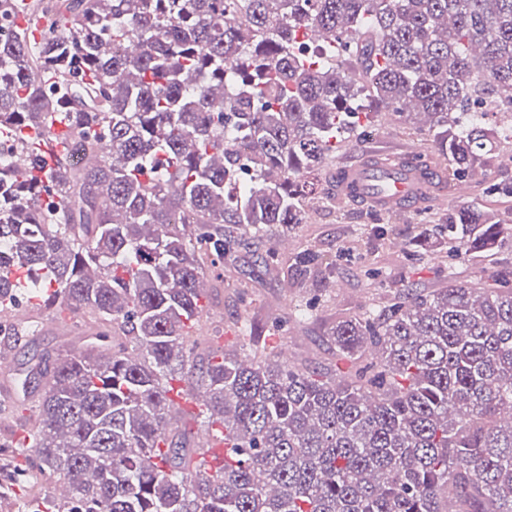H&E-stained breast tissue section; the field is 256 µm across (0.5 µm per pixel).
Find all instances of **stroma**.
<instances>
[{
	"instance_id": "35a3bbf8",
	"label": "stroma",
	"mask_w": 512,
	"mask_h": 512,
	"mask_svg": "<svg viewBox=\"0 0 512 512\" xmlns=\"http://www.w3.org/2000/svg\"><path fill=\"white\" fill-rule=\"evenodd\" d=\"M350 139L357 144V151L337 149L335 158L320 175L323 192L306 201L303 222L290 225L284 234L289 254L310 249L330 265L327 280L314 279L301 288L287 283L281 273L265 269L261 263L268 241L248 240L225 257L223 285L209 288L198 340L236 349L240 359H250L249 347L240 345L235 332L237 316L245 313L257 336H267L272 325H280L289 365L332 371L336 368V348L328 330L334 322L358 315L373 304H391L396 293L409 286L440 288L452 275L473 284L512 266V232L503 236L494 251L458 260L426 239L425 227L416 215H408L401 222L385 217L375 225L367 219L364 203L350 200L336 205L331 191L343 167L375 153L402 157L433 150L428 135L381 117L351 134ZM470 183V195L461 199L456 198L453 189L444 190L441 201L432 204V223H446L451 210L473 206L496 212L512 229V194L489 190L493 184L512 185V145L484 155ZM413 239L421 240L425 252L417 262L406 252ZM309 300L315 303L312 317L295 323L291 311L296 304ZM44 316L41 330L34 336L28 335L24 323L14 316L0 319V349L11 350L15 366L12 373H0V388H15L17 369L25 367L34 356L64 345L82 348L95 331L79 311L50 309Z\"/></svg>"
}]
</instances>
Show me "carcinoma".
Instances as JSON below:
<instances>
[{
    "label": "carcinoma",
    "mask_w": 512,
    "mask_h": 512,
    "mask_svg": "<svg viewBox=\"0 0 512 512\" xmlns=\"http://www.w3.org/2000/svg\"><path fill=\"white\" fill-rule=\"evenodd\" d=\"M0 18V311L30 288L102 326L20 379L35 466L70 487L21 512H512V269L337 322L334 374L268 341L249 364L190 344L206 272L302 223L371 111L427 130L437 158L403 163L451 180L512 144V0H0ZM501 225L468 206L446 229L463 259ZM261 261L320 272L311 252ZM173 381L209 392L213 474L170 420ZM203 441L206 443V448H201L200 459L203 460L204 467L210 468L207 471L213 473L214 469L223 463L224 440L219 435L209 432Z\"/></svg>",
    "instance_id": "cac0c4a2"
}]
</instances>
